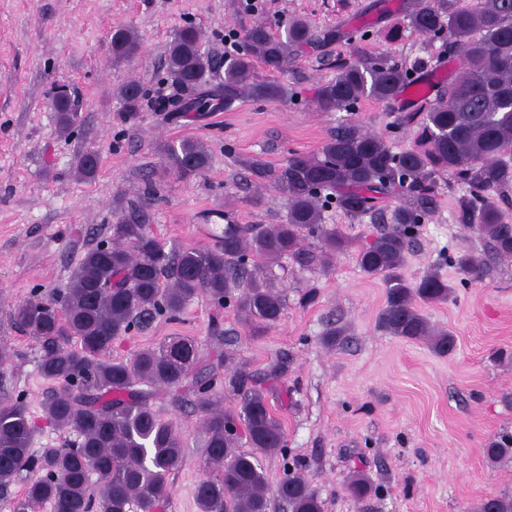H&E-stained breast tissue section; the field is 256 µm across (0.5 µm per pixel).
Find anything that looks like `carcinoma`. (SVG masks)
I'll list each match as a JSON object with an SVG mask.
<instances>
[{
  "instance_id": "obj_1",
  "label": "carcinoma",
  "mask_w": 512,
  "mask_h": 512,
  "mask_svg": "<svg viewBox=\"0 0 512 512\" xmlns=\"http://www.w3.org/2000/svg\"><path fill=\"white\" fill-rule=\"evenodd\" d=\"M406 20L413 31L458 48L462 58L461 76L446 87L426 83L418 96L424 111L407 114L406 122L421 129L416 146L395 153L383 136L343 125L318 154H295L274 173L253 163L254 174L272 177L286 198L283 223H227L209 247L167 251L133 212L115 225L112 243L84 253L59 298H33L14 307L15 323L39 349L40 373L59 384L43 404L45 418L76 435L78 449L33 451L35 429L25 404L1 399L0 500L12 512H35L46 504L52 512H162L170 497L168 477L185 458L174 427L153 408L159 391L171 387L182 399H194L207 461L222 467L220 475L197 484L199 512H268L258 455L285 450L284 429L268 398L276 371L234 368L224 391L236 397L237 409L226 412L219 406L217 375L202 363L192 339L171 336L130 360L112 357V342L157 316L177 319L201 291L223 308L236 306L251 335L266 333L281 319L284 300L267 282L264 268L285 257L303 269L325 268L333 255L351 247L338 225L323 223L330 205L353 217L380 218L382 202L397 199L390 225L357 254L360 268L386 283L378 325L392 336L423 341L436 354L453 350L454 336L432 326L417 306L448 300L452 286L431 269L415 282L402 270L415 230L436 206L435 176L443 172L468 187L457 199L456 222L487 240L497 255L512 258V224L494 200L512 186V0H479L475 7L412 0ZM338 36L336 29L314 30L301 19L289 21L283 37L257 24L245 31L237 50L217 61L202 49L197 28H179L167 47V73L189 97L174 104V111L227 110L243 98L281 100L284 87L256 79L255 69L280 73L291 55ZM111 42L123 58L142 48L129 28L115 29ZM221 70L222 92L200 91ZM427 71L424 58L409 69L381 56L343 59L336 77L319 88L315 105L320 112H350L366 98L394 101L419 85ZM118 94L120 119L136 121L143 87L127 81ZM50 108L59 130L70 131L79 114L75 95L55 88ZM208 164L209 150L198 139L164 149V169L179 178L201 176ZM98 168V155L88 152L77 171L92 181ZM308 234L319 240V252L303 247ZM237 425L246 430L249 452L239 450ZM486 451L494 463L511 461L512 436L492 441ZM93 474L101 481L96 490ZM347 490L359 502L372 485L356 470ZM276 494L288 512H323L322 499L299 469L285 473ZM474 512H512V494L485 497Z\"/></svg>"
}]
</instances>
